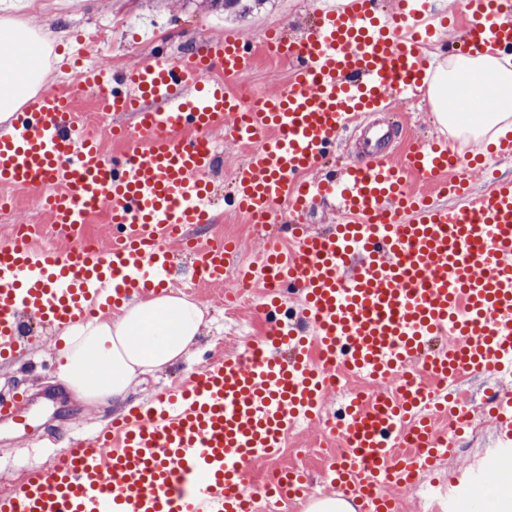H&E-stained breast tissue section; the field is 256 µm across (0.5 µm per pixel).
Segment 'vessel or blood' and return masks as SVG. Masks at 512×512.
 <instances>
[{
	"label": "vessel or blood",
	"instance_id": "obj_1",
	"mask_svg": "<svg viewBox=\"0 0 512 512\" xmlns=\"http://www.w3.org/2000/svg\"><path fill=\"white\" fill-rule=\"evenodd\" d=\"M464 2L466 51L512 56V0ZM446 27L431 0H396L389 12L379 0H338L316 12L299 42L266 33L265 45L294 63L282 91L244 98L229 90L250 72L256 46L227 35L178 56L155 53L117 76L93 64L75 87L43 88L0 128V185L39 191L61 240L37 247L26 234L0 243L1 362L32 349L25 317L61 329L174 283L177 251L192 248L188 228L214 221L216 129L250 148L232 177L237 210L287 227L294 243L283 251L273 230L254 265L239 262L235 241L192 248L199 281L222 282L231 266L238 280L271 281L267 335L78 439L52 468L29 470L0 497V512H252L254 496L279 503L303 493L305 476L293 468L248 484L253 464L276 455L302 421L323 424L324 440L343 438L350 450L330 464L327 484L356 512H393L392 490L455 452L454 435L413 410L433 405L464 424L440 387L457 371L497 378L489 417L498 456L512 458V182L471 196L466 172L482 153L422 142L397 162L381 149L388 130L366 121L392 99L415 100L428 79L424 50ZM85 92L104 112L134 115L133 125L112 126L129 145L122 157L108 158L78 124ZM352 125L375 143L371 161L321 176ZM410 172L429 194L406 191ZM317 198L332 203L331 229L303 222ZM104 205L110 240L85 244V214ZM287 289L299 295L310 335L278 320ZM335 368L364 376L372 390L328 417ZM416 371L430 380L427 391L408 390ZM25 403L21 393L0 400V422L24 424ZM480 475L474 463L449 478V512Z\"/></svg>",
	"mask_w": 512,
	"mask_h": 512
}]
</instances>
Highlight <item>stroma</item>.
I'll return each instance as SVG.
<instances>
[{"instance_id":"35a3bbf8","label":"stroma","mask_w":512,"mask_h":512,"mask_svg":"<svg viewBox=\"0 0 512 512\" xmlns=\"http://www.w3.org/2000/svg\"><path fill=\"white\" fill-rule=\"evenodd\" d=\"M325 0H249L246 8L224 10L218 0H0V19L8 18L32 28H47L56 41V58L48 67L49 83H74V72L63 71V57L77 36H85L89 59L106 56L113 73L136 65L156 52L182 53L194 50L207 39L239 34L258 39L269 29L282 30L296 40L308 31V13L324 5ZM391 122L399 144L414 140L447 137L448 132L435 120L429 101L412 106L397 104ZM220 147L218 166L212 175L215 186L217 221L198 227L193 237L206 239L215 235L239 239L240 258L258 262L263 243L253 232L249 220L224 205V192L231 186L235 167L246 157L243 144L225 139L223 132L213 135ZM19 205L10 222L0 221V242L8 234L9 224L36 226L35 243L54 244L47 234L48 219L33 201V192L16 190ZM178 274L173 286L177 294L198 302L204 313L202 334L184 360L161 371L142 376L134 385L131 401L149 403L165 389L186 380L204 357L218 358L239 351L243 338L264 335L267 323L259 312L263 286L255 284L252 298L227 315L226 295L237 285L234 272L224 275L219 286H208L192 276L193 260L183 256L177 260ZM35 334L38 345L30 358L9 364L0 363V396L17 389L37 394L51 391L54 402L42 410L32 411L33 426L23 432L14 428L0 429V496L9 494L20 482L23 471L30 467H52L59 449L71 439L90 433L114 417L122 415L119 406L90 404L78 399L59 379L62 362L60 333L39 327ZM498 442L490 423L466 428L454 455L438 463L427 473L424 494H431L435 480L447 477L450 469L464 467L473 460L490 463Z\"/></svg>"}]
</instances>
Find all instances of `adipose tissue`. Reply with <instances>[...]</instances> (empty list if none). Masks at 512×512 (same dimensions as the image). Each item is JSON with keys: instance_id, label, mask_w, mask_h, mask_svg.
I'll return each instance as SVG.
<instances>
[{"instance_id": "obj_1", "label": "adipose tissue", "mask_w": 512, "mask_h": 512, "mask_svg": "<svg viewBox=\"0 0 512 512\" xmlns=\"http://www.w3.org/2000/svg\"><path fill=\"white\" fill-rule=\"evenodd\" d=\"M53 36L0 23V122L41 87ZM428 98L448 131L496 144L512 131V68L491 53L447 56L434 67ZM204 314L194 301L160 291L124 305L113 320L79 321L61 333L62 382L95 403H124L139 375L184 359L201 335Z\"/></svg>"}]
</instances>
